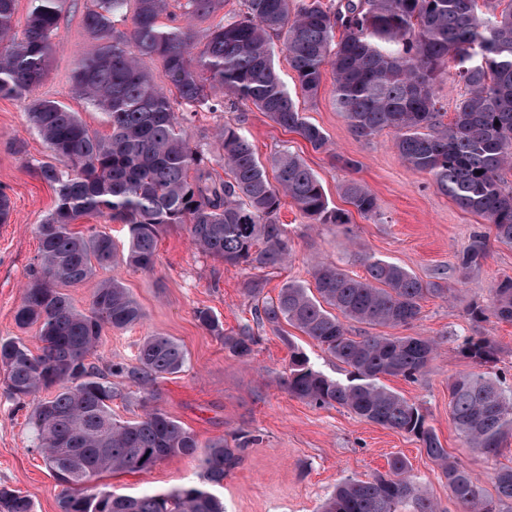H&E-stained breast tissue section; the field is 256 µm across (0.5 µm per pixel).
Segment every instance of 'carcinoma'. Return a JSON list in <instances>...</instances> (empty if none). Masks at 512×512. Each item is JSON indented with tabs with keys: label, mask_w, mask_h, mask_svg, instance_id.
<instances>
[{
	"label": "carcinoma",
	"mask_w": 512,
	"mask_h": 512,
	"mask_svg": "<svg viewBox=\"0 0 512 512\" xmlns=\"http://www.w3.org/2000/svg\"><path fill=\"white\" fill-rule=\"evenodd\" d=\"M16 0H0V96L25 99L43 82L65 0H32L22 31L15 30ZM501 0H240L195 49L188 26L160 22L169 0H94L84 16L91 49L73 72L76 92L101 111L111 134L91 132L79 113L59 102L35 99L30 123L48 145L51 160L34 167L55 192V205L38 225L37 265L14 315L20 329L38 328L39 354L21 341L0 340V369L9 397L32 401L28 424L35 447L62 490L61 512H224L212 492L241 460V447L222 439L200 444L196 435L158 408L136 421L112 418L113 373L149 393L158 380L183 371L188 357L169 336L144 339L137 364L100 368L88 361L108 325L126 329L143 317L120 279L95 289L92 305L77 308L60 283L90 279L95 266L115 262L117 245L93 227L83 234L71 224L86 215H106L128 228L126 265L153 268L159 231L186 224L193 245L226 265L277 268L290 257L286 225L279 220L282 197L318 224L341 226L349 213L329 205L315 173L283 148L274 158V179L244 133L226 125L217 133L224 177H215L200 151L190 146L175 105L212 108L209 90L224 88L227 104L245 103L265 113L313 149L329 150L326 134L309 122L275 67L274 40L287 53L301 94L315 97L325 71L332 73L334 101L353 134L369 140L388 130L400 158L433 176L436 188L459 207L482 216L489 231L475 232L457 258L467 275L481 267L490 237L512 245V4ZM224 0H186L183 15L209 16ZM341 36H336V33ZM160 63L166 92L144 69ZM464 94L453 120L435 94L448 67ZM346 202L361 216L377 211L375 195L356 180L343 186ZM367 276L335 266L313 265L314 289L289 282L276 297L261 298L265 283L244 282L245 293L262 299L253 320L281 322L317 341L341 364L337 380L311 365L284 336L290 351L288 393L319 407L339 405L386 428L414 436L440 466L465 512H512V467L494 473L489 494L459 461L448 455L422 408L382 383L386 376L414 381L436 350L424 336L349 333L345 322L408 327L419 319L421 301L445 298L448 288L424 281L405 268L363 257ZM480 323L493 316L512 322V276L490 289L489 302L470 308ZM196 319L224 341L238 359L254 352L250 325L234 333L208 309ZM461 352L476 365L493 360L488 336L464 338ZM449 409L466 443L488 458L512 438V393L484 372L470 371L449 384ZM204 448L198 452V448ZM198 456L204 483L163 493L115 494L91 482L100 473L137 472L174 456ZM436 512V505L395 457L389 472L336 488L322 512ZM0 512H35L23 492L0 487Z\"/></svg>",
	"instance_id": "1"
}]
</instances>
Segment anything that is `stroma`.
I'll list each match as a JSON object with an SVG mask.
<instances>
[{"label":"stroma","mask_w":512,"mask_h":512,"mask_svg":"<svg viewBox=\"0 0 512 512\" xmlns=\"http://www.w3.org/2000/svg\"><path fill=\"white\" fill-rule=\"evenodd\" d=\"M90 5L91 0H67L46 77L35 95L59 101L79 113L90 130L105 135L110 128L102 114L78 97L72 85L75 64L91 44L83 24ZM297 104L307 120L324 131L329 151L312 149L250 104L201 110L185 125L191 145L202 151L210 168L219 166L216 133L231 124L241 128L265 167H272L282 147L298 154L321 180L332 207L346 209L341 187L351 179L377 198L376 216L354 212L346 226L309 223L290 199H283L279 217L287 226L292 254L281 268L259 270L265 295L276 296L288 282L311 286V267L318 261L364 275L356 255L360 249L422 279H441L449 289L447 299L427 298L411 327L387 330L391 336L432 338L437 344L433 360L417 381L389 376L385 383L419 404L449 454L472 470L484 489L493 490L496 468L512 466V439L493 459L466 447L448 408V384L473 368L460 351L463 338L487 336L498 352L482 370L512 390V323L491 317L476 324L469 316L474 303L485 301L488 288L512 276V245L491 242L482 266L462 275L456 257L475 231L485 229L484 219L439 192L429 173L405 164L392 133L369 140L355 137L333 101L332 78H324L315 98L301 97ZM29 105L26 99L0 98V189L11 201L10 216L0 224V339L17 338L34 350L39 345L37 328L18 329L14 313L37 263V226L51 212L55 194L32 167L33 161L47 160L50 150L28 119ZM350 159L357 161V168L347 167ZM249 276V271L197 250L187 225L171 224L160 231L153 270H135L120 262L97 268L93 278L62 285L61 290L77 308L86 309L98 282L119 278L143 317L127 329L103 328L92 362L102 367L131 365L145 337H171L185 349L188 363L183 372L157 383L153 406L189 428L203 444L250 437L241 463L215 490L224 512H321L337 484L386 472L396 456L408 461L438 512H463L439 467L413 436L367 422L346 408L319 407L288 393L284 381L290 352L282 341L286 335L315 368L341 377L336 359L317 342L288 324H266L255 329L258 343L252 357L240 360L198 323L195 312L200 308L216 314L229 332L251 322L255 301L243 290ZM27 414V408L9 398L0 380V486L29 495L37 512H60V488L34 447ZM198 479L197 458L177 456L140 472L106 473L96 483L118 494L139 495L171 491Z\"/></svg>","instance_id":"35a3bbf8"}]
</instances>
